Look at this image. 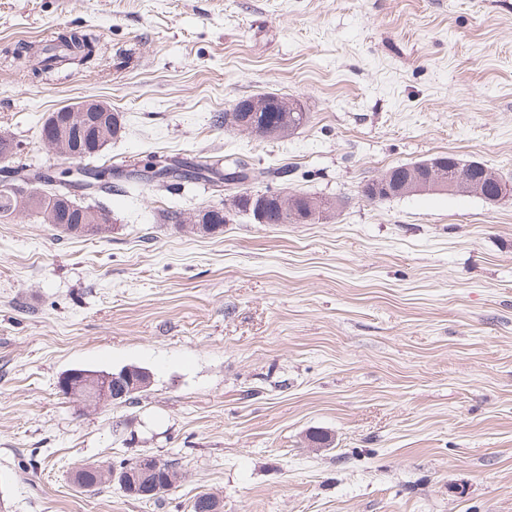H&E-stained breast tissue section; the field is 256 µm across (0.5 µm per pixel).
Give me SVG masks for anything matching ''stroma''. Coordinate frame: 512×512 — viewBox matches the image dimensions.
<instances>
[{"label": "stroma", "mask_w": 512, "mask_h": 512, "mask_svg": "<svg viewBox=\"0 0 512 512\" xmlns=\"http://www.w3.org/2000/svg\"><path fill=\"white\" fill-rule=\"evenodd\" d=\"M89 29L91 67L28 75L21 44ZM275 93L309 122L266 140L215 115ZM98 100L102 155L221 154L344 205L313 224L225 214L152 187L96 199L104 239L0 220V499L9 512H512V202H375L391 167L453 154L512 181V0H0V134ZM152 374L132 404L58 388L74 367ZM175 459L159 500L73 483L87 461Z\"/></svg>", "instance_id": "35a3bbf8"}]
</instances>
